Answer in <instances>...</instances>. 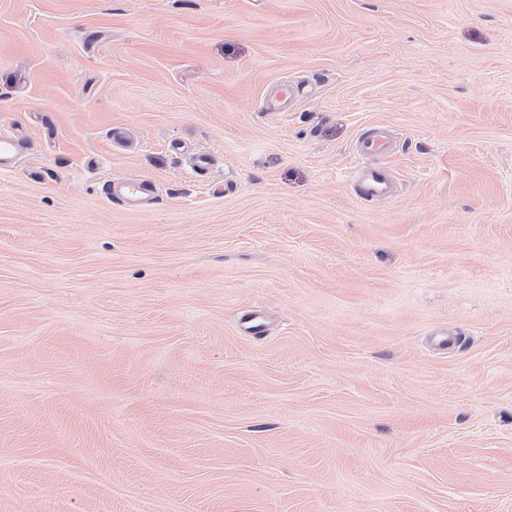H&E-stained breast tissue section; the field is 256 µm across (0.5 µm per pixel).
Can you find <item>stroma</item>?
Segmentation results:
<instances>
[{
	"instance_id": "35a3bbf8",
	"label": "stroma",
	"mask_w": 512,
	"mask_h": 512,
	"mask_svg": "<svg viewBox=\"0 0 512 512\" xmlns=\"http://www.w3.org/2000/svg\"><path fill=\"white\" fill-rule=\"evenodd\" d=\"M1 126L0 512H512V0H0ZM396 136L392 129L382 123H372L363 128L352 147V162L357 165V197L366 202H378L395 196V183L385 161L367 165L366 160L385 158L397 152ZM358 163V164H357ZM27 148L25 138L19 134H5L0 130V171H10L14 168L19 156ZM106 198L112 202L134 208L140 200L152 197L155 192L154 183L147 179L108 180L103 184Z\"/></svg>"
}]
</instances>
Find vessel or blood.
Instances as JSON below:
<instances>
[{
  "label": "vessel or blood",
  "instance_id": "b4317fda",
  "mask_svg": "<svg viewBox=\"0 0 512 512\" xmlns=\"http://www.w3.org/2000/svg\"><path fill=\"white\" fill-rule=\"evenodd\" d=\"M26 147L23 136L0 130V171L12 170ZM396 151V136L388 125L373 123L358 133L351 155L359 173L357 196L360 200L372 203L394 197L395 183L385 160ZM103 192L108 200L133 208L140 200L152 197L155 186L147 179H111L104 182Z\"/></svg>",
  "mask_w": 512,
  "mask_h": 512
}]
</instances>
